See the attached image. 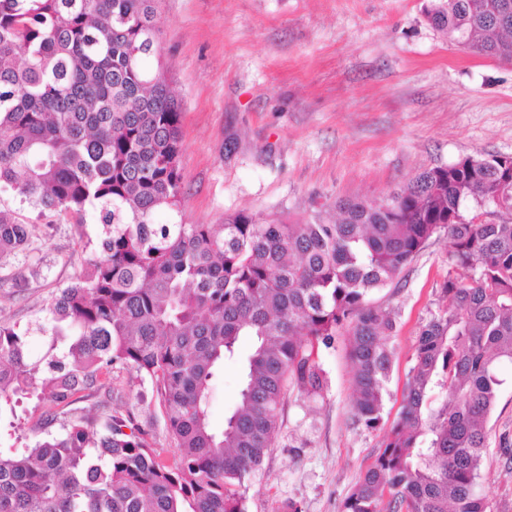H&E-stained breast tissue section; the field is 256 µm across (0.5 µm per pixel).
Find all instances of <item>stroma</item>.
Masks as SVG:
<instances>
[{
    "mask_svg": "<svg viewBox=\"0 0 512 512\" xmlns=\"http://www.w3.org/2000/svg\"><path fill=\"white\" fill-rule=\"evenodd\" d=\"M426 0H154V25L170 88L180 107L178 210H158V224H220L245 211L288 224L332 221L339 198L382 200L424 169L467 156H512V66L467 52L428 24ZM103 228L93 207L82 223L35 220L34 250L0 269V322L26 329L46 316L57 288L81 261L100 256ZM448 236L435 233L398 279L377 291L395 312V352L383 422L373 431L353 421V381L344 341L325 353L328 389L306 406L289 398L275 446L246 491L248 512H341L398 419L419 330L442 307ZM40 274L29 278L30 267ZM28 277L27 288L13 279ZM240 359L213 383L215 429L235 408ZM489 418L480 487L491 512H512V364ZM149 384L114 371L112 407L133 410L162 461L175 466L159 405L139 403ZM40 392L17 398L0 416V453L60 433L46 423Z\"/></svg>",
    "mask_w": 512,
    "mask_h": 512,
    "instance_id": "35a3bbf8",
    "label": "stroma"
}]
</instances>
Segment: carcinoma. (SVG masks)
Listing matches in <instances>:
<instances>
[{
  "mask_svg": "<svg viewBox=\"0 0 512 512\" xmlns=\"http://www.w3.org/2000/svg\"><path fill=\"white\" fill-rule=\"evenodd\" d=\"M153 0H0V194L42 216L94 206L102 256L49 302L48 323L0 322V413L40 387L63 408L61 433L0 454V512H247L240 489L274 445L287 398L328 387L323 354L343 336L354 422L383 420L396 316L372 300L438 230L449 239L447 304L421 329L399 418L342 512H488L479 468L499 365L512 363V167L467 156L418 173L381 201L339 200L305 224L237 213L222 224H156L183 191L180 105L158 57ZM503 0H429L428 23L480 56L512 63ZM31 245L0 208V267ZM32 333L48 354L28 358ZM248 338L239 401L217 431L214 378ZM148 383L179 460L170 469L112 372Z\"/></svg>",
  "mask_w": 512,
  "mask_h": 512,
  "instance_id": "1",
  "label": "carcinoma"
}]
</instances>
